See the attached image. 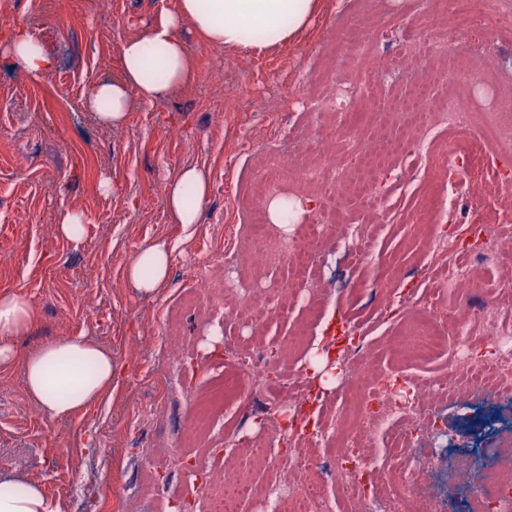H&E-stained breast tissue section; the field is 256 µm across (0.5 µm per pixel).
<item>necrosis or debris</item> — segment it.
<instances>
[{"label": "necrosis or debris", "mask_w": 512, "mask_h": 512, "mask_svg": "<svg viewBox=\"0 0 512 512\" xmlns=\"http://www.w3.org/2000/svg\"><path fill=\"white\" fill-rule=\"evenodd\" d=\"M445 11L431 20L428 50L444 68L435 80L449 83L444 95L433 90L434 80L413 71L389 73L407 90L390 105L371 110L372 121L385 125L377 147H369L360 128L346 127L350 162L333 163L328 152L315 161L296 164L303 141L289 143L287 156H268L250 189L237 197L238 210L247 212L251 259L255 269L287 267L296 279L288 286L261 288L243 284L232 255L224 257V287L236 309L238 324L254 330L288 307L313 308L319 291L307 267L318 262L340 211L354 213L336 239V250L361 264L368 259L362 238L365 217L392 222L387 180L399 176L407 162H418L426 174L444 176L447 197L432 199L408 213L405 223L428 232V270L444 268L437 291L422 301L392 294L377 308V317L401 327V343L418 359L444 352L451 379L409 371L398 363L386 368L370 364L362 344L344 356L341 387L354 390L351 410L328 403L300 375L284 376L274 357L241 336L224 339L226 369L205 392H189L192 430L205 436L211 420L227 407L245 411L248 419L264 424L250 439L225 435L224 468L217 481L178 455L169 456L168 469L191 475L204 497V512H244L257 501L256 512H335L329 485H340L349 512H409L412 499L425 500L427 512H438L426 492L424 461L433 457L447 435L439 422L440 408L453 400L455 384L478 395L512 402V327L505 325L500 301L482 307L477 324L454 317L444 294L476 288L478 266L497 262L505 253L499 227L489 218L491 205L512 194V91L502 92L492 64L503 31L512 29V0H488L490 15L475 11L473 0H444ZM465 58L468 78L455 80L452 62ZM370 94L366 82L329 85L302 100L318 113L356 109ZM483 175L487 192L482 203L461 190L465 178ZM288 196L289 231H273L265 203ZM385 435L386 451L369 458L367 442ZM512 464V448L499 456L472 463L470 481L462 488L456 512H506L512 506V482L502 481L503 463ZM271 475L262 500L254 498L250 474Z\"/></svg>", "instance_id": "4bbe7bcc"}]
</instances>
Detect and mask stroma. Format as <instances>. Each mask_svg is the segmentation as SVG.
<instances>
[{
  "label": "stroma",
  "mask_w": 512,
  "mask_h": 512,
  "mask_svg": "<svg viewBox=\"0 0 512 512\" xmlns=\"http://www.w3.org/2000/svg\"><path fill=\"white\" fill-rule=\"evenodd\" d=\"M177 6L178 0H112L106 12L99 0H70L61 15L54 0H11L13 17L29 22L56 57V72L35 81L0 54V292L23 294L37 314L17 349L24 354L62 336H89L111 348L119 367L110 395L62 420L48 419L28 400L18 367H0V384L12 389L0 400V476L34 479L66 505L83 491L97 512H175L182 501L201 512L203 497L192 479L164 470L146 477L142 451L164 446L208 460L184 436L192 410L168 384L166 370L192 359L191 385L205 391L224 353L221 338L236 333L234 309L224 298L223 258L231 250L249 266L250 245L232 231L248 221L234 195L252 183L264 155L323 129L313 114L293 118L287 102L297 79L326 83L321 53L329 37L368 32L384 65L396 71L405 63L408 32L429 30L414 0H383L378 13L358 0H322L294 45L261 54L213 49L187 25L183 37L198 67L188 89L135 104L125 125L113 129L83 110H59L100 77L118 74L123 40ZM188 165L205 169L211 182L201 222L189 232L168 223L164 205L167 184ZM104 178L119 184V192H102ZM69 208L89 218L79 244L57 232L58 217ZM370 234L366 264L340 259L316 270L325 308L313 331L315 347H329L337 311L356 319L388 292L409 295L420 287L422 243L412 226L376 225ZM158 241L172 250L170 276L145 297L128 281L126 267ZM480 276V289L452 297L454 308L467 314L497 296V284L512 278V259ZM482 407L478 415L452 406L445 413L450 445L428 469L437 500L448 501L466 479L448 461L468 448L474 433L489 450L512 443V409L491 397Z\"/></svg>",
  "instance_id": "stroma-1"
}]
</instances>
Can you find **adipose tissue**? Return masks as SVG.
<instances>
[{
  "mask_svg": "<svg viewBox=\"0 0 512 512\" xmlns=\"http://www.w3.org/2000/svg\"><path fill=\"white\" fill-rule=\"evenodd\" d=\"M318 10L319 0H178L176 11L161 12L142 34L122 43L118 77L93 83L81 105L99 124L118 128L133 101L150 104L194 82L197 69L181 34L183 24L216 49L264 52L292 44ZM0 52L34 79L56 66L34 29L23 22L11 26ZM209 194L204 169L182 168L166 189L168 222L193 228ZM170 263L167 243L155 242L133 257L126 275L141 294L151 296L166 285ZM35 319L24 295H0V366L20 364L26 393L49 418L69 417L101 400L116 375L111 350L89 337L71 336L18 355L16 341ZM87 363L92 366L88 372L83 369ZM0 512H64V507L38 481L17 476L0 479Z\"/></svg>",
  "mask_w": 512,
  "mask_h": 512,
  "instance_id": "obj_1",
  "label": "adipose tissue"
}]
</instances>
